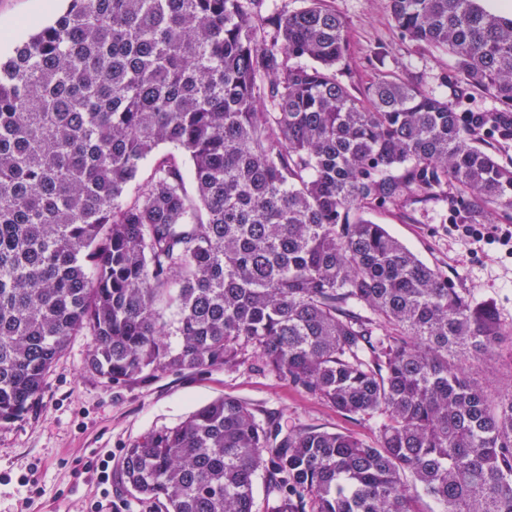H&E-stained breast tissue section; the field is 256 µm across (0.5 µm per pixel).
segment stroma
I'll list each match as a JSON object with an SVG mask.
<instances>
[{"instance_id":"35a3bbf8","label":"stroma","mask_w":512,"mask_h":512,"mask_svg":"<svg viewBox=\"0 0 512 512\" xmlns=\"http://www.w3.org/2000/svg\"><path fill=\"white\" fill-rule=\"evenodd\" d=\"M326 5L347 27L349 54L340 78L352 93L385 73L464 110L498 109L495 98L458 75L451 55L403 38L387 0H326ZM65 7V0H0V31L11 35L0 41V56H9L14 41L25 37L22 21L44 23ZM372 219L475 301H493L501 320L512 323V256L492 239L511 219L487 217L481 242L465 236L440 203L394 206ZM92 346L91 337H72L29 413L0 426V512H86L95 500L109 503L112 512H155L122 486L125 448L219 397L241 401L260 420L273 417L291 427L346 433L367 442L377 433L375 421L341 415L252 362L233 370L170 371L145 384L115 385L86 369ZM106 456L113 475L101 484L88 466Z\"/></svg>"}]
</instances>
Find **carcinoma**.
Returning <instances> with one entry per match:
<instances>
[{"instance_id":"obj_1","label":"carcinoma","mask_w":512,"mask_h":512,"mask_svg":"<svg viewBox=\"0 0 512 512\" xmlns=\"http://www.w3.org/2000/svg\"><path fill=\"white\" fill-rule=\"evenodd\" d=\"M305 2L68 0L22 23L0 61V425L79 333L116 385L256 356L376 439L217 399L125 449L141 499L252 512L262 475L268 512H512V392L479 378L512 324L368 218L512 214V166L480 146L512 137V19L388 0L498 101L476 115L388 75L351 93L345 22Z\"/></svg>"}]
</instances>
